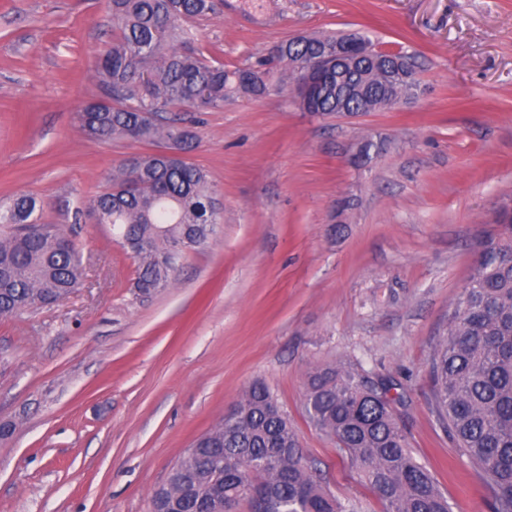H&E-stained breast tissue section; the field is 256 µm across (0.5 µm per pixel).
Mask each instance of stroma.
I'll return each instance as SVG.
<instances>
[{
    "mask_svg": "<svg viewBox=\"0 0 512 512\" xmlns=\"http://www.w3.org/2000/svg\"><path fill=\"white\" fill-rule=\"evenodd\" d=\"M188 29L230 70L293 35L360 31L414 55L425 92L354 116L301 111L290 94L187 113L189 160L223 221L174 283L141 297L110 227L74 214L126 158L156 150L89 140L74 119L100 95L107 2L0 0V201L36 197L84 269L63 301L0 316V421L15 425L0 439V512H149L189 444L256 380L327 489L375 512L304 407L308 372L348 361L402 380L413 454L452 512H487L428 404V368L478 243L512 200V0H224ZM367 136L386 149L354 167Z\"/></svg>",
    "mask_w": 512,
    "mask_h": 512,
    "instance_id": "stroma-1",
    "label": "stroma"
}]
</instances>
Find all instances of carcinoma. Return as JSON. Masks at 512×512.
Returning a JSON list of instances; mask_svg holds the SVG:
<instances>
[{
	"label": "carcinoma",
	"instance_id": "cac0c4a2",
	"mask_svg": "<svg viewBox=\"0 0 512 512\" xmlns=\"http://www.w3.org/2000/svg\"><path fill=\"white\" fill-rule=\"evenodd\" d=\"M112 40L97 58L99 100L76 113L98 141L162 142V149L121 164L88 206L99 224H117L137 262L142 295L175 280L186 237L206 245L221 208L206 171L187 160L196 135L172 111L224 108L236 95L286 94L315 46L338 34L281 42L256 66L224 69L187 38L189 23L218 13L217 0H109ZM345 98L331 88L314 112L393 109L413 86L367 67L339 73ZM383 143L358 144L366 166ZM498 231L478 243L476 264L448 307V333L430 355V404L459 454L489 491V512H512V206ZM81 256L59 225L44 224L37 201L21 195L0 203V316L52 305L81 285ZM407 406L404 384L362 367L325 365L307 376L310 421L351 461L375 494L379 512H452L427 465L413 455L398 423ZM168 476L167 496L182 512H363L329 492L310 466L272 389L251 383L229 414L194 440Z\"/></svg>",
	"mask_w": 512,
	"mask_h": 512
}]
</instances>
